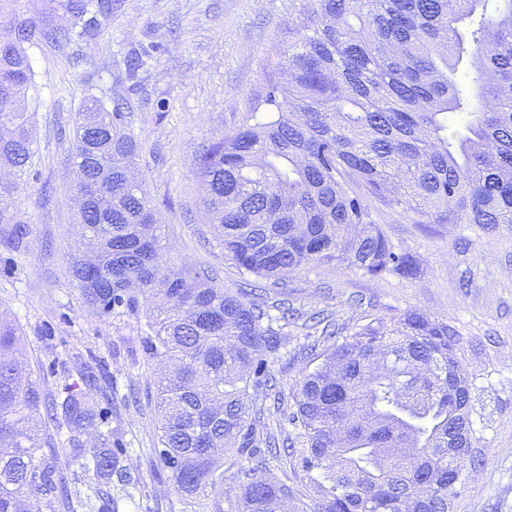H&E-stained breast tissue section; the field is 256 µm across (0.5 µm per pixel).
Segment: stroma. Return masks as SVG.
Masks as SVG:
<instances>
[{
  "instance_id": "stroma-1",
  "label": "stroma",
  "mask_w": 512,
  "mask_h": 512,
  "mask_svg": "<svg viewBox=\"0 0 512 512\" xmlns=\"http://www.w3.org/2000/svg\"><path fill=\"white\" fill-rule=\"evenodd\" d=\"M312 0H118L87 41L30 51L39 101L31 106L32 163L16 179L28 223L20 250L0 246V318L20 327L26 358L46 400L61 401L84 371L112 383L104 417L112 449L130 480L107 487L115 512H182L158 461L157 380L162 365L146 350L145 317L98 315L72 282L80 243L73 166L74 122L87 96L122 104L138 146L136 180L162 227V266L212 270L237 290L242 275L224 258L208 223L197 178L200 153L238 129L265 95L282 52L295 41ZM141 66L129 72L127 62ZM396 251L417 264L415 277H371L333 263L304 265L280 282L298 316L269 363L282 390L307 367L314 343L306 316L341 327L362 317L408 310L444 319L460 336L461 367L475 385L471 420L476 458L460 484L454 512H512V225L416 224L382 214ZM67 496H48L44 512H82L96 481L71 466Z\"/></svg>"
}]
</instances>
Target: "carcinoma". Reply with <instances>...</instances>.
<instances>
[{"label": "carcinoma", "instance_id": "cac0c4a2", "mask_svg": "<svg viewBox=\"0 0 512 512\" xmlns=\"http://www.w3.org/2000/svg\"><path fill=\"white\" fill-rule=\"evenodd\" d=\"M65 24L12 9L13 37L0 42V166L25 171L34 154L28 112L34 72L27 49L92 36L112 0H59ZM260 106L200 155L206 213L224 256L241 272L278 283L304 263H337L372 277H413L380 214L416 224H512V0H313L297 41ZM136 147L124 114L89 98L74 128L78 223L96 245L70 271L103 316L145 309L152 358L174 372L157 390L158 458L184 512H224L213 495L224 456L251 459L288 449L307 481L294 486L261 465L236 474V512H452L457 495L448 450L471 447L474 386L460 369L456 328L407 312L372 318L341 336L323 327L316 362L288 392L286 440L267 432L259 395L274 387L268 360L287 333V299L215 285L211 270L157 263L155 208L130 182ZM6 247L27 236L14 187L0 183ZM112 399L87 371L82 386L44 408L15 325L0 320V512H42L66 492L68 469L37 456L43 424L97 429L99 447L70 442L72 463L112 482V430H100L99 399ZM89 512H112L98 488Z\"/></svg>", "mask_w": 512, "mask_h": 512}]
</instances>
